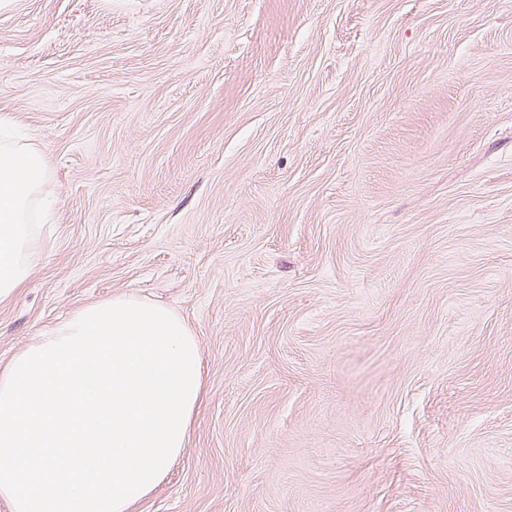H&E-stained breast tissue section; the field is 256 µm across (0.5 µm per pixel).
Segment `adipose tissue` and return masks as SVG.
<instances>
[{
    "label": "adipose tissue",
    "instance_id": "1",
    "mask_svg": "<svg viewBox=\"0 0 512 512\" xmlns=\"http://www.w3.org/2000/svg\"><path fill=\"white\" fill-rule=\"evenodd\" d=\"M8 126L0 117V301L26 287L44 248L33 210L50 209L45 155L10 135Z\"/></svg>",
    "mask_w": 512,
    "mask_h": 512
}]
</instances>
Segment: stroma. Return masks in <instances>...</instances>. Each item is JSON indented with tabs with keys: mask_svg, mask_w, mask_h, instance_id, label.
Listing matches in <instances>:
<instances>
[{
	"mask_svg": "<svg viewBox=\"0 0 512 512\" xmlns=\"http://www.w3.org/2000/svg\"><path fill=\"white\" fill-rule=\"evenodd\" d=\"M48 159L0 365L134 293L206 394L137 512H512V0H12Z\"/></svg>",
	"mask_w": 512,
	"mask_h": 512,
	"instance_id": "obj_1",
	"label": "stroma"
}]
</instances>
